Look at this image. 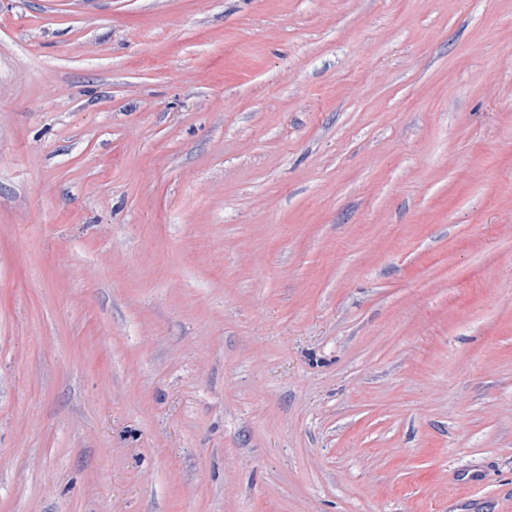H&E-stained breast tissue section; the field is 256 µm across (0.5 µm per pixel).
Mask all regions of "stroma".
<instances>
[{"label":"stroma","mask_w":512,"mask_h":512,"mask_svg":"<svg viewBox=\"0 0 512 512\" xmlns=\"http://www.w3.org/2000/svg\"><path fill=\"white\" fill-rule=\"evenodd\" d=\"M0 512H512V0H0Z\"/></svg>","instance_id":"1"}]
</instances>
